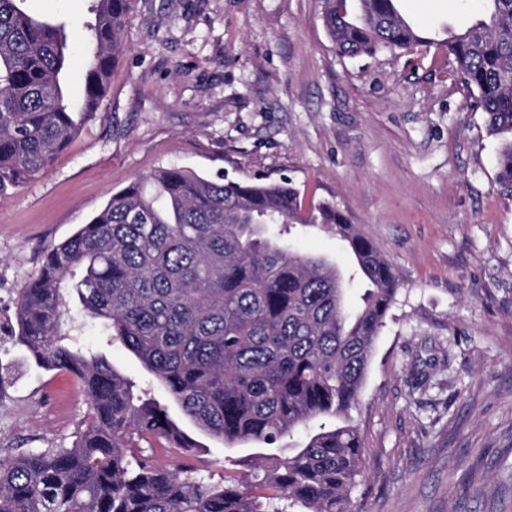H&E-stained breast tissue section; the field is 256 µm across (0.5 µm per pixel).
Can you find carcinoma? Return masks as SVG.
Returning a JSON list of instances; mask_svg holds the SVG:
<instances>
[{
    "label": "carcinoma",
    "instance_id": "carcinoma-1",
    "mask_svg": "<svg viewBox=\"0 0 512 512\" xmlns=\"http://www.w3.org/2000/svg\"><path fill=\"white\" fill-rule=\"evenodd\" d=\"M23 2L0 0V196L50 166L97 112L132 0H96L94 22L70 34ZM396 2L322 0L337 54L432 44ZM487 2L485 17L440 47L501 138L497 179L512 190V0ZM74 41L89 60L76 102L62 84ZM299 226L333 231L351 271L298 250ZM356 277L365 288L348 311L344 292ZM399 287L356 225L328 202L305 206L291 181L178 166L132 181L20 291L19 341L37 366L81 382L89 421L69 447L0 459V512H352L363 443L347 417ZM88 320L133 353L200 432L256 449L250 471L214 484L144 454L145 443H199L167 404L81 345ZM326 418L339 424L328 428ZM299 430L308 440L284 454L282 440Z\"/></svg>",
    "mask_w": 512,
    "mask_h": 512
}]
</instances>
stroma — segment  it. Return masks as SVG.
I'll list each match as a JSON object with an SVG mask.
<instances>
[{
	"label": "stroma",
	"mask_w": 512,
	"mask_h": 512,
	"mask_svg": "<svg viewBox=\"0 0 512 512\" xmlns=\"http://www.w3.org/2000/svg\"><path fill=\"white\" fill-rule=\"evenodd\" d=\"M93 0H26L81 23ZM427 32L463 29L485 0H399ZM319 0H134L103 105L52 164L0 198V458L70 446L87 397L37 367L16 301L46 251L133 179L177 165L236 181L292 180L334 203L402 287L350 417L364 446L361 512H512V191L498 142L445 50L342 57ZM123 375L120 343L84 328ZM222 480L242 452L156 449Z\"/></svg>",
	"instance_id": "35a3bbf8"
}]
</instances>
